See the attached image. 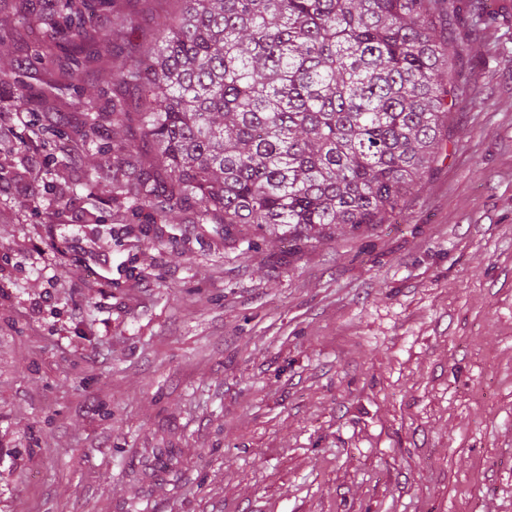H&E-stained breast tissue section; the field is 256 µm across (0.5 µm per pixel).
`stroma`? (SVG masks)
Segmentation results:
<instances>
[{
	"label": "stroma",
	"instance_id": "obj_1",
	"mask_svg": "<svg viewBox=\"0 0 512 512\" xmlns=\"http://www.w3.org/2000/svg\"><path fill=\"white\" fill-rule=\"evenodd\" d=\"M484 2L436 162L319 241L132 209L111 126L0 83V512H512V0ZM0 36L29 89L66 80ZM35 119L63 134L21 148Z\"/></svg>",
	"mask_w": 512,
	"mask_h": 512
}]
</instances>
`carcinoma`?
Returning <instances> with one entry per match:
<instances>
[{"instance_id":"obj_1","label":"carcinoma","mask_w":512,"mask_h":512,"mask_svg":"<svg viewBox=\"0 0 512 512\" xmlns=\"http://www.w3.org/2000/svg\"><path fill=\"white\" fill-rule=\"evenodd\" d=\"M160 0H53L26 16L43 60L68 76L117 53ZM173 11L112 84L114 138L99 146L134 206L194 209L196 223L326 228L383 224L437 159L457 89L440 0H172ZM116 13L108 29L86 17ZM100 127L99 89L48 79ZM136 124L151 154L119 136Z\"/></svg>"}]
</instances>
